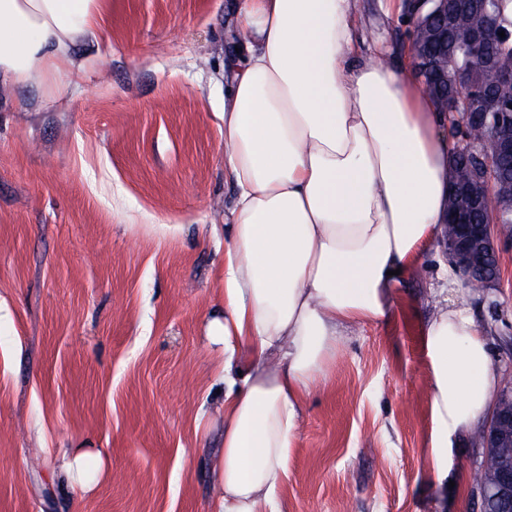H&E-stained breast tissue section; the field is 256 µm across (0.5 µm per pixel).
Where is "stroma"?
<instances>
[{"instance_id":"stroma-1","label":"stroma","mask_w":512,"mask_h":512,"mask_svg":"<svg viewBox=\"0 0 512 512\" xmlns=\"http://www.w3.org/2000/svg\"><path fill=\"white\" fill-rule=\"evenodd\" d=\"M231 0H107L98 39L59 91L0 90V512H209L224 432V64ZM366 45L409 64L406 23L361 0ZM440 243L390 316L345 329L312 390L278 491L281 512H476L481 451L426 458L421 336L448 298ZM512 382V243L491 288L458 286ZM100 450L81 494L60 471ZM61 468L66 471L84 494L93 492L107 474L105 460L100 452H90L76 448L65 453Z\"/></svg>"}]
</instances>
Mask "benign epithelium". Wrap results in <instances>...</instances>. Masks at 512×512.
<instances>
[{
    "instance_id": "1",
    "label": "benign epithelium",
    "mask_w": 512,
    "mask_h": 512,
    "mask_svg": "<svg viewBox=\"0 0 512 512\" xmlns=\"http://www.w3.org/2000/svg\"><path fill=\"white\" fill-rule=\"evenodd\" d=\"M410 62L422 83L440 92L443 112L459 122L465 141L451 160L448 215L440 243L465 286H488L501 278L498 217L512 213V56L500 45L512 29L493 14L490 0H409ZM505 37H500V32ZM471 54L470 67L448 60L458 48ZM485 135L475 139L469 130ZM512 386L503 388L480 435L483 463L491 479L475 488L479 512H512Z\"/></svg>"
}]
</instances>
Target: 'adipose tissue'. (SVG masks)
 I'll return each instance as SVG.
<instances>
[{
  "label": "adipose tissue",
  "instance_id": "obj_1",
  "mask_svg": "<svg viewBox=\"0 0 512 512\" xmlns=\"http://www.w3.org/2000/svg\"><path fill=\"white\" fill-rule=\"evenodd\" d=\"M105 0H0V81L55 87L95 40ZM237 51L224 69V175L235 186L224 317L209 334L247 349L224 394L212 512H280L277 490L303 406L335 361L338 329L376 323L445 220L453 145L407 66L367 55L359 0H234ZM437 477L459 431L490 413L499 379L464 303L423 332ZM61 467L82 493L107 473L74 449Z\"/></svg>",
  "mask_w": 512,
  "mask_h": 512
}]
</instances>
